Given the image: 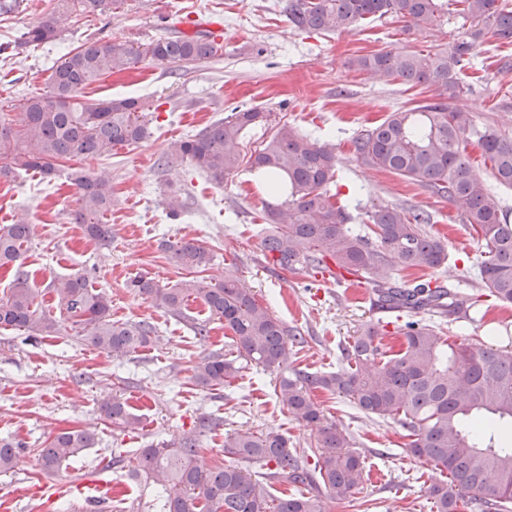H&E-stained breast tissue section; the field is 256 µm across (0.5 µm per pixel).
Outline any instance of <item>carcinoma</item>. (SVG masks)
Segmentation results:
<instances>
[{
  "instance_id": "cac0c4a2",
  "label": "carcinoma",
  "mask_w": 512,
  "mask_h": 512,
  "mask_svg": "<svg viewBox=\"0 0 512 512\" xmlns=\"http://www.w3.org/2000/svg\"><path fill=\"white\" fill-rule=\"evenodd\" d=\"M121 0H56L52 12L25 29L19 45H38L56 38L72 15L110 16ZM466 23L449 49L411 54L379 49L349 59L351 70L368 72L410 86L434 87V98L391 112L353 140L357 160L377 167L448 200L486 247L479 268L480 287L499 302L512 305V223L475 173L467 152L475 142L491 164L496 182L512 188V137L491 127L479 128L474 117L454 106L463 76L480 47L492 39L512 45V7L506 0H288L291 26L303 33L342 31L359 20L392 17L407 30H423L441 22L449 6ZM223 46L206 34L160 38L143 48L130 41L94 38L56 65L50 94L25 97L16 105L20 118L12 127L0 122V177L18 169L46 176L57 166L112 155L117 146L137 143L148 134L146 113L153 102L112 98L88 102L84 90L101 76L121 72L150 57L159 63L194 64L222 56ZM271 111L233 110L198 133L171 142L161 155L170 163L187 159L202 173L222 183L241 166L243 141L263 127L271 134L248 160L250 171L279 197L265 206L271 231L263 238L264 259L282 271L312 274L333 262L364 280L383 309L412 313H467L478 302L431 281L401 283L395 270H435L448 260L440 239L422 230L429 216L398 206L367 212L363 231L347 226L351 216L336 205L329 186L337 178L334 145L313 140L287 125H274ZM79 208L74 222L85 235L107 242L111 228L103 217L112 209V180L104 172L69 166ZM25 220L0 225V268L16 267L13 288L0 298V327L23 329L29 337L56 333L64 323L87 331L82 340L116 358L146 348L157 339L149 322L112 320L106 296L85 275L65 276L48 286L59 316L38 309V294L22 269L23 247L32 235ZM174 258L189 270L206 269L211 253L194 240H182ZM129 287L175 316L195 296L232 332V356L211 354L192 368V379L204 389H218L243 369L240 361L280 374L277 397L293 417L317 430L309 451L300 454L277 431H240L224 437V457L231 462L214 470L198 462L200 437L221 426L201 417L181 440L140 449L135 477L154 486V503L134 512H323L312 491L274 500L266 485L242 463L273 465V477L290 472L301 483L321 482L330 496L344 501L363 482V461L347 435L325 418L310 396L317 388L342 394L363 413L389 419L409 439L407 452L448 473V481L430 487L435 512H460L466 502L485 504L495 512H512V351L476 344H451L438 328L409 321L399 330L402 348L382 349L379 325H368L342 348L347 367L318 373L288 370V352L297 344L294 330L274 317L255 296L227 277L214 285L186 280L161 288L137 278ZM101 410L112 426L133 432L140 419L122 398L103 400ZM93 434L63 430L38 452L39 472L51 477L64 463L94 445ZM26 445L0 441V474L18 465ZM314 459V469L305 466Z\"/></svg>"
}]
</instances>
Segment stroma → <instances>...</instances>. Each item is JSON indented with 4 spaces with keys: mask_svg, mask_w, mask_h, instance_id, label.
I'll list each match as a JSON object with an SVG mask.
<instances>
[{
    "mask_svg": "<svg viewBox=\"0 0 512 512\" xmlns=\"http://www.w3.org/2000/svg\"><path fill=\"white\" fill-rule=\"evenodd\" d=\"M286 0H124L112 17L82 14L55 39L24 51L16 46L25 28L50 13L53 0H23L18 13L0 21V120L15 121L13 103L43 96L55 64L90 37L135 44L178 36L176 17L192 14L222 18V58L193 65L143 59L134 67L92 84L90 100L142 97L158 104L148 115L147 139L117 147L109 159L90 161L112 172L108 242L92 240L73 221L77 193L67 168L44 177L20 171L0 178V225L27 218L33 235L24 248L29 285L42 292L43 310H52L44 290L56 278L88 275L94 289L112 302L119 322H151L158 341L115 359L62 327L58 334L28 338L25 331L0 328V439H20L28 451L17 467L0 474V512H128L132 502H149L152 490L134 473L139 450L175 441L200 416L224 423L200 442L204 469L223 466L224 437L238 431L276 430L306 451L314 428L297 421L275 393V373L249 366L219 391L196 387L192 366L205 356L225 354L231 339L222 321L198 301L183 316L156 307L129 286L142 277L170 287L189 278L161 243L197 240L213 255L197 280L215 284L235 278L287 326L299 329L304 343L293 349L289 367L310 371L341 368L340 348L370 324L390 319L371 289L292 276L265 263L261 242L269 227L263 210L271 196L247 167L216 184L187 160L159 166L169 141L199 132L233 108L271 110L275 121L336 146L338 177L331 189L344 205L353 228H363L367 210L402 205L427 211L430 234L448 248L447 264L433 273L438 283L470 292L464 272L477 271L485 248L463 224L459 211L404 178L359 162L352 138L381 122L389 112L430 98L431 87L382 80L349 70L350 58L378 49L409 53L444 51L461 20L449 14L440 25L404 33L392 17L358 22L336 33H300L284 11ZM457 108L477 124L512 136V47L488 42L464 79ZM181 195L179 221L166 216L164 200ZM450 341L512 350V307L481 297L468 315L434 314ZM208 322L210 335L198 340L191 324ZM125 399L142 424L135 432L113 428L101 410L107 396ZM312 397L328 420L336 422L364 461L355 503L325 498V512H432L429 488L444 471L419 462L406 451L398 425L369 417L342 395L323 389ZM85 429L95 444L73 458L54 477L38 472L36 451L60 431Z\"/></svg>",
    "mask_w": 512,
    "mask_h": 512,
    "instance_id": "stroma-1",
    "label": "stroma"
}]
</instances>
